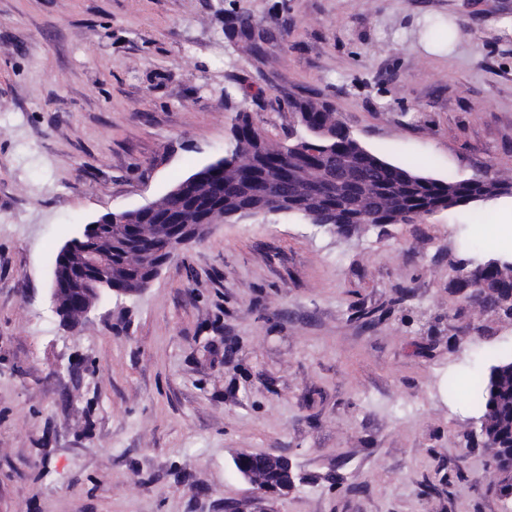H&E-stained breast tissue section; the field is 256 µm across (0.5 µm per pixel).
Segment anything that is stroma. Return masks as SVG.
I'll return each mask as SVG.
<instances>
[{"mask_svg":"<svg viewBox=\"0 0 512 512\" xmlns=\"http://www.w3.org/2000/svg\"><path fill=\"white\" fill-rule=\"evenodd\" d=\"M235 11L273 32L261 56L225 38ZM511 18L512 0H0V512H504L448 383L512 348V319L455 288L463 262L512 255L489 235L512 198L349 238L221 221L74 332L49 288L80 225L223 156L244 106L281 142L282 101L309 95L391 163L512 179ZM240 451L303 480L265 499Z\"/></svg>","mask_w":512,"mask_h":512,"instance_id":"1","label":"stroma"}]
</instances>
